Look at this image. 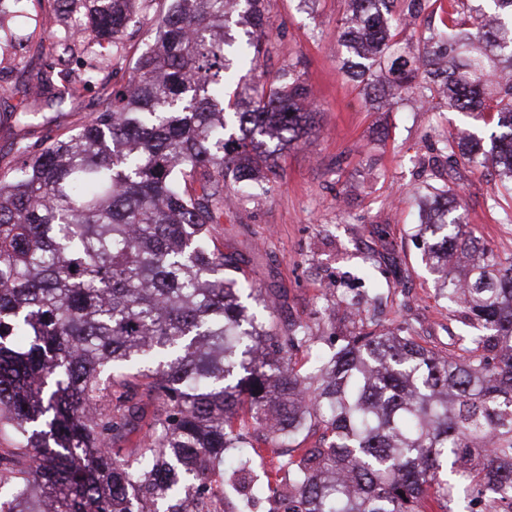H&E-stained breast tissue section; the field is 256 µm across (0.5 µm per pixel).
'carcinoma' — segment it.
<instances>
[{"instance_id": "carcinoma-1", "label": "carcinoma", "mask_w": 512, "mask_h": 512, "mask_svg": "<svg viewBox=\"0 0 512 512\" xmlns=\"http://www.w3.org/2000/svg\"><path fill=\"white\" fill-rule=\"evenodd\" d=\"M56 58L31 75V127L96 88L78 131L0 173V442L14 448L0 512H186L215 463L224 512H250L263 448L288 457L263 488L283 512H453L457 498L512 512V256L465 230L453 189L425 225L442 296L478 330L445 352L403 321L354 332L314 372L301 323L282 335L263 293L215 243L230 195L267 166L270 142L312 128L298 73L247 81L269 52L268 0H170L153 45L119 86L101 78L150 0H36ZM31 0H0V63L23 44L9 22ZM339 70L372 112L388 99L484 125L448 136V166L496 174L512 197V0H483L414 42L404 18L427 0H348ZM244 27L246 39L230 36ZM326 436L301 447L313 421ZM141 433L138 446L123 447Z\"/></svg>"}]
</instances>
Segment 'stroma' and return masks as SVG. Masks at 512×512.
Returning a JSON list of instances; mask_svg holds the SVG:
<instances>
[{"label": "stroma", "mask_w": 512, "mask_h": 512, "mask_svg": "<svg viewBox=\"0 0 512 512\" xmlns=\"http://www.w3.org/2000/svg\"><path fill=\"white\" fill-rule=\"evenodd\" d=\"M165 7L152 0L146 20L132 24L119 74L153 42L151 16ZM346 0H269L270 53L260 69L275 76L299 72L313 93L315 124L299 144L278 150L250 195L225 209L216 236L241 274L275 302L280 329L303 322L314 336H342L356 325L346 311L360 301L365 320L409 321L428 343L447 349L466 326L449 311L440 284L425 263L419 235L425 185L451 187L465 205L469 231L503 256L512 254V223L497 177L467 165L449 171L441 141L478 122L441 110L394 105L369 112L338 70L336 43ZM14 29L25 45L0 84L22 85L40 63L47 42L34 21ZM96 94L85 91L64 111H46L31 138L75 132L92 115ZM500 206H492L494 197Z\"/></svg>", "instance_id": "obj_1"}]
</instances>
